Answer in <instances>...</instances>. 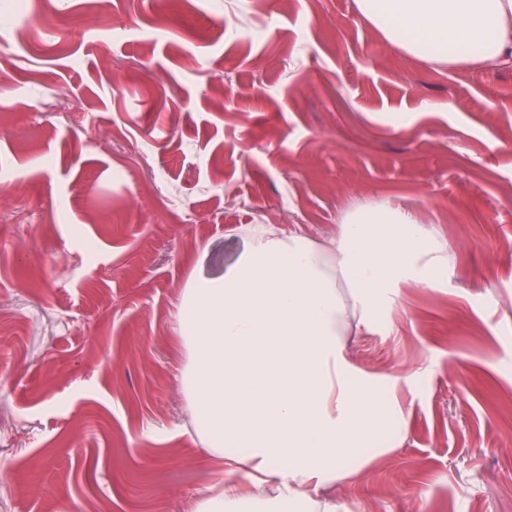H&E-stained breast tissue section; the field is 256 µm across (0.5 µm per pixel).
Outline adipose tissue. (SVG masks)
Returning a JSON list of instances; mask_svg holds the SVG:
<instances>
[{
  "label": "adipose tissue",
  "instance_id": "ef3b65f1",
  "mask_svg": "<svg viewBox=\"0 0 512 512\" xmlns=\"http://www.w3.org/2000/svg\"><path fill=\"white\" fill-rule=\"evenodd\" d=\"M354 3L377 34L428 63L512 65V0ZM244 234L223 275L190 279L175 315L193 429L239 476L196 512H258L243 481L274 485L270 512H313L311 488L403 439L394 380L355 365L346 336L382 327L400 288L447 285L455 256L417 209L392 202L346 210L326 244L267 224Z\"/></svg>",
  "mask_w": 512,
  "mask_h": 512
}]
</instances>
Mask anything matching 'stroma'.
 <instances>
[{"label": "stroma", "mask_w": 512, "mask_h": 512, "mask_svg": "<svg viewBox=\"0 0 512 512\" xmlns=\"http://www.w3.org/2000/svg\"><path fill=\"white\" fill-rule=\"evenodd\" d=\"M512 68L397 50L354 0H0V512H193L174 314L248 224L419 210L456 251L346 339L403 442L331 512H512Z\"/></svg>", "instance_id": "35a3bbf8"}]
</instances>
